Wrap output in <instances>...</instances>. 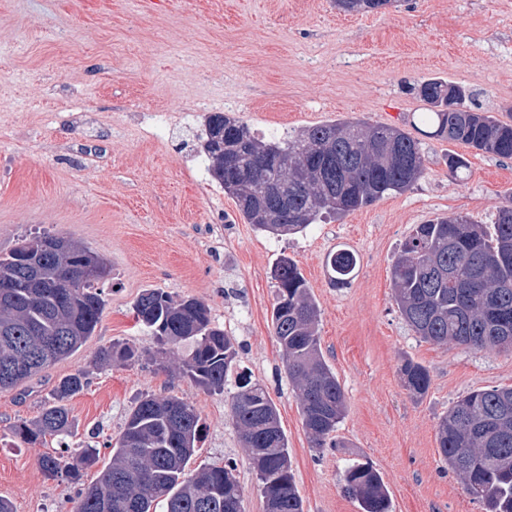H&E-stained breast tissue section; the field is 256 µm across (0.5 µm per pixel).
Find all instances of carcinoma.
<instances>
[{"mask_svg": "<svg viewBox=\"0 0 512 512\" xmlns=\"http://www.w3.org/2000/svg\"><path fill=\"white\" fill-rule=\"evenodd\" d=\"M397 0H336L342 12H373ZM459 84L428 79L417 88L427 106L420 113L423 135L468 145L500 158H512V124L490 112L466 105L448 108V90ZM201 152L208 172L237 199L248 223L276 236L298 234L324 219H340L390 194L411 189L422 177L421 142L400 128L363 120L333 121L301 130L283 140L258 137L235 117L212 112L206 118ZM57 249L39 267L22 263L34 242ZM92 260L102 272L84 277L55 276ZM333 284L351 282L357 268L353 251L328 254ZM273 270L274 336L288 379L295 388L304 427L317 448L327 444L344 418L346 396L325 361L318 323L321 310L297 263L282 255ZM0 275L33 281L0 296V391L77 352L93 335L105 308L99 281L110 275L94 252L56 234L25 237L4 258ZM393 297L400 315L421 339L437 345L454 343L476 350L511 349L512 201L499 207L495 221L477 224L469 216H439L418 224L391 266ZM139 322L157 343L189 347L175 362L178 373L196 386L222 393L238 358L234 339L216 326L208 306L194 298L176 299L148 288L134 304ZM135 356L125 344L97 352L102 365L126 363ZM401 378L414 396L429 388L430 376L407 359ZM87 385L77 369L61 378L39 416L13 433L24 442L64 437L72 421L67 402ZM231 416L247 453L260 451L255 464L261 493L277 501L278 512H304L283 429L270 435L278 421L269 393L251 376L239 373ZM202 426L188 402L146 395L130 412L120 436L108 444L111 465L98 480L83 485L84 471L98 462L95 448L75 457L42 454L37 465L49 479L66 478L78 486L77 512H244L242 490L229 463L215 462L193 472L186 468L197 451ZM439 453L483 512H512V387L474 390L458 399L441 419ZM343 480L361 512H391V498L381 475L367 463L349 466Z\"/></svg>", "mask_w": 512, "mask_h": 512, "instance_id": "cac0c4a2", "label": "carcinoma"}]
</instances>
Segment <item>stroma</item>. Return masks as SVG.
<instances>
[{
    "mask_svg": "<svg viewBox=\"0 0 512 512\" xmlns=\"http://www.w3.org/2000/svg\"><path fill=\"white\" fill-rule=\"evenodd\" d=\"M429 78L464 85L472 108L512 123V0H399L378 13H345L334 0H0V256L45 230L111 270L86 344L0 391V497L15 512H74V485L45 478L38 457L98 449L83 477L93 482L111 460L106 440L147 395L189 402L203 424L191 467L234 462L244 512H266L230 394L176 374L137 322L146 288L204 301L235 339L241 368L277 407L304 512H360L343 481L356 462L381 474L392 512H482L443 462L438 425L467 393L512 387V351L416 336L390 269L415 225L452 214L492 223L512 198V159L422 138L425 173L410 190L282 238L248 224L235 198L195 167L198 104L258 136L351 118L413 135L424 104L412 86ZM451 152L468 161L461 176L448 170ZM340 248L359 259L344 287L326 266ZM283 254L321 309L322 353L345 392L333 448L313 447L273 333L270 271ZM115 342L136 359L97 364L96 352ZM407 359L430 373L424 396L401 381ZM79 368L89 384L68 402L71 436L15 438L12 426L35 419L55 383Z\"/></svg>",
    "mask_w": 512,
    "mask_h": 512,
    "instance_id": "stroma-1",
    "label": "stroma"
}]
</instances>
